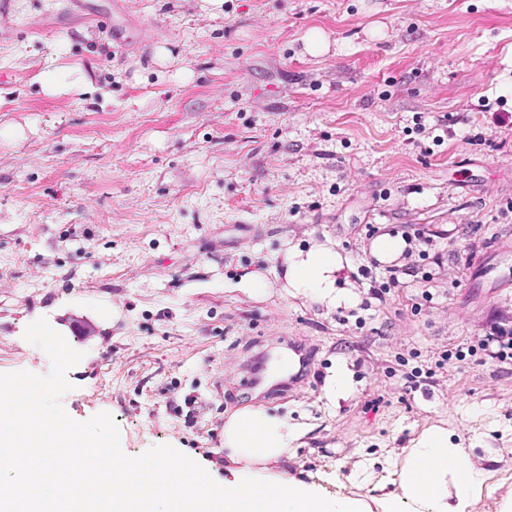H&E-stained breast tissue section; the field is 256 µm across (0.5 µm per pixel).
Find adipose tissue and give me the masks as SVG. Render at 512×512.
<instances>
[{
    "label": "adipose tissue",
    "instance_id": "ef3b65f1",
    "mask_svg": "<svg viewBox=\"0 0 512 512\" xmlns=\"http://www.w3.org/2000/svg\"><path fill=\"white\" fill-rule=\"evenodd\" d=\"M283 264L293 293L334 308L355 302V294L337 285L344 264L332 247L288 248ZM26 387L23 395L13 384L0 388V512H472L490 478L464 449L449 447L447 431L437 428L406 449L391 490L329 496L282 471L298 437L287 417L248 405L224 422L223 483L188 463L175 487H163L164 460L115 461L106 493L97 470L80 461L63 467L36 453L55 437L76 448L106 447L105 438L87 435L46 407L39 382ZM9 445L20 456L4 455Z\"/></svg>",
    "mask_w": 512,
    "mask_h": 512
}]
</instances>
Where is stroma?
<instances>
[{
  "instance_id": "35a3bbf8",
  "label": "stroma",
  "mask_w": 512,
  "mask_h": 512,
  "mask_svg": "<svg viewBox=\"0 0 512 512\" xmlns=\"http://www.w3.org/2000/svg\"><path fill=\"white\" fill-rule=\"evenodd\" d=\"M314 30L326 54L305 49ZM50 60L90 86L45 94ZM414 231L428 259L372 254ZM316 241L355 304L284 288L287 247ZM248 274L265 293L239 289ZM497 326L512 0H0V384L39 378L115 458L218 483L226 415L264 405L300 431L289 474L332 495L377 494L438 426L493 474L474 512H499L512 360L443 358ZM295 345L301 380L255 386L249 365ZM340 362L353 391L332 401ZM405 243L398 238H393L388 234L379 236L372 244V252L381 261L395 260L403 248Z\"/></svg>"
}]
</instances>
